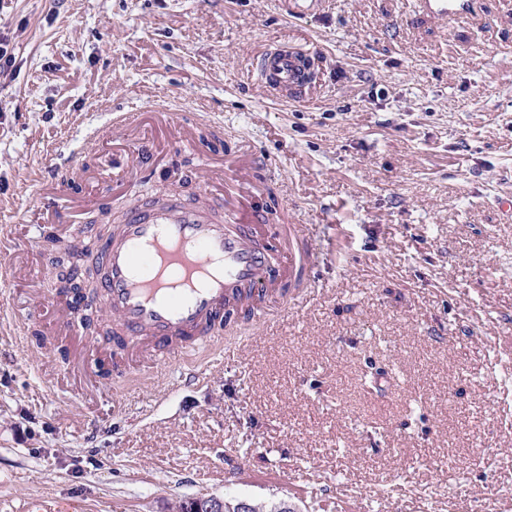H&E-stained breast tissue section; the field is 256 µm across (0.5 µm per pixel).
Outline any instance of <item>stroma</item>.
<instances>
[{
  "instance_id": "1",
  "label": "stroma",
  "mask_w": 512,
  "mask_h": 512,
  "mask_svg": "<svg viewBox=\"0 0 512 512\" xmlns=\"http://www.w3.org/2000/svg\"><path fill=\"white\" fill-rule=\"evenodd\" d=\"M0 38V263L35 270L0 279V512H512V0L446 23L416 0H0ZM277 42L314 69L302 102L251 70ZM44 178L95 196L55 222L80 248L169 197L307 225L316 286L113 387L89 331L21 333L56 296Z\"/></svg>"
}]
</instances>
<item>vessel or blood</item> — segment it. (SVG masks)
<instances>
[{
  "label": "vessel or blood",
  "instance_id": "b4317fda",
  "mask_svg": "<svg viewBox=\"0 0 512 512\" xmlns=\"http://www.w3.org/2000/svg\"><path fill=\"white\" fill-rule=\"evenodd\" d=\"M431 18L472 13V0H418ZM298 50L270 46L251 61L261 86L275 97H294L307 74ZM105 274L95 301L112 318V335L96 351L115 347L138 358L164 351L190 353L199 338L224 343L228 307L251 308L279 293L288 311L313 287L316 255L303 225L261 232L213 219L208 210L169 200L131 209L99 251Z\"/></svg>",
  "mask_w": 512,
  "mask_h": 512
}]
</instances>
